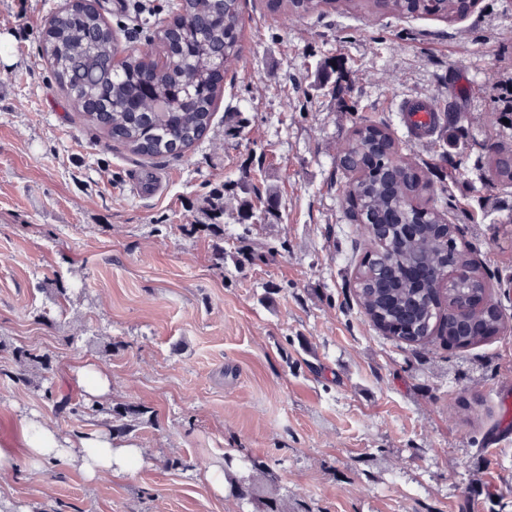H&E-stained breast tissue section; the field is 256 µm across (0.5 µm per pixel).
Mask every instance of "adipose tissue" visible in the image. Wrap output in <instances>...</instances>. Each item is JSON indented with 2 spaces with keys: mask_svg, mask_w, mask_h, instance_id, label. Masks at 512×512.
I'll return each mask as SVG.
<instances>
[{
  "mask_svg": "<svg viewBox=\"0 0 512 512\" xmlns=\"http://www.w3.org/2000/svg\"><path fill=\"white\" fill-rule=\"evenodd\" d=\"M25 461L39 469L49 463L65 460L77 465L87 481H95L100 474L115 476L135 472L143 462V452L132 445L101 433L72 441L60 438L46 424L31 420L22 428Z\"/></svg>",
  "mask_w": 512,
  "mask_h": 512,
  "instance_id": "1",
  "label": "adipose tissue"
}]
</instances>
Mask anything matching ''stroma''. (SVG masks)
<instances>
[{
    "instance_id": "1",
    "label": "stroma",
    "mask_w": 512,
    "mask_h": 512,
    "mask_svg": "<svg viewBox=\"0 0 512 512\" xmlns=\"http://www.w3.org/2000/svg\"><path fill=\"white\" fill-rule=\"evenodd\" d=\"M128 0H97L123 53L148 51ZM65 0H0V449L36 418L61 437L103 417L76 372L110 381L99 406L147 407L130 477L87 482L68 462L0 474V512H512V184L488 154L512 79V0L468 17L396 18L379 0L302 16L241 0V56L207 135L145 159L76 120L42 56ZM447 109L431 137L404 117ZM388 128L487 272L505 326L470 346L408 344L373 324L354 277L374 244L349 218L338 153ZM224 191L223 234L209 226ZM223 261H216V247ZM49 369L21 367L17 349ZM25 371L28 385L9 373ZM249 456L248 495L208 471Z\"/></svg>"
}]
</instances>
